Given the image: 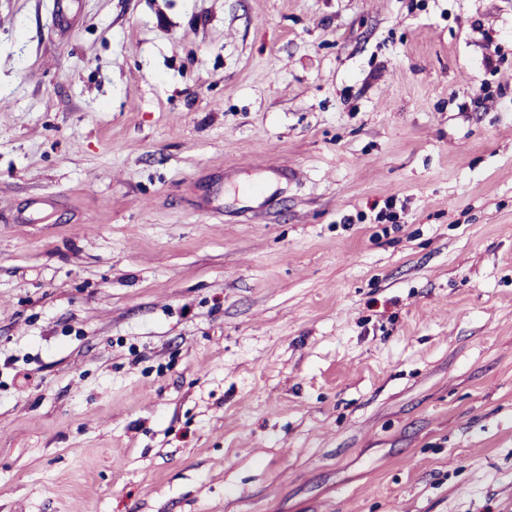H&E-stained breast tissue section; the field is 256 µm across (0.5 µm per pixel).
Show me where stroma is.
I'll return each mask as SVG.
<instances>
[{
	"label": "stroma",
	"instance_id": "35a3bbf8",
	"mask_svg": "<svg viewBox=\"0 0 512 512\" xmlns=\"http://www.w3.org/2000/svg\"><path fill=\"white\" fill-rule=\"evenodd\" d=\"M73 3L0 0V512H512V0Z\"/></svg>",
	"mask_w": 512,
	"mask_h": 512
}]
</instances>
